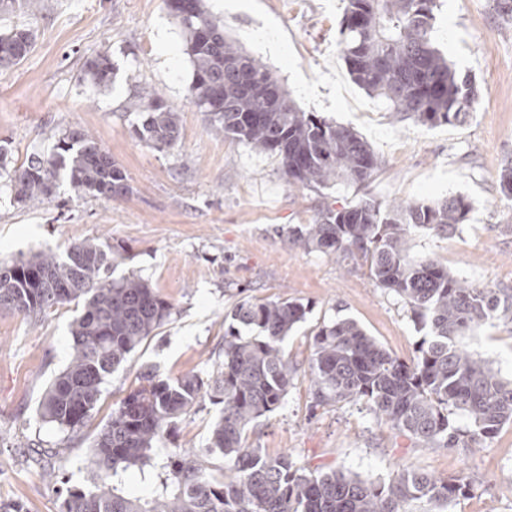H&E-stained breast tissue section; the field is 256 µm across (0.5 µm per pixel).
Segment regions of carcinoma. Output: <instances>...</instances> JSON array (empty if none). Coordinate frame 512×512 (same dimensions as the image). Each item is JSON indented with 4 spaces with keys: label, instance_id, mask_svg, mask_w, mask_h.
Here are the masks:
<instances>
[{
    "label": "carcinoma",
    "instance_id": "cac0c4a2",
    "mask_svg": "<svg viewBox=\"0 0 512 512\" xmlns=\"http://www.w3.org/2000/svg\"><path fill=\"white\" fill-rule=\"evenodd\" d=\"M178 2L167 5L186 33L189 93L212 127L277 158L290 184L368 186L379 160L366 141L300 111L267 66L226 38L224 23L203 0H189L185 12ZM436 8L437 0H348L340 30L347 70L398 121L461 124L479 98L475 77L459 75L434 43ZM33 46L24 26L0 34V70L21 63ZM84 72L106 86L116 67L104 53L87 60ZM130 110L141 116V140L157 149L176 144L177 116L157 91L143 90ZM8 177L19 184L15 198L24 205L50 198L65 179L92 196L130 191L122 169L79 131ZM469 212L460 194L386 204L365 194L354 206H327L315 223L288 229V242L307 251L365 259L378 285L428 329L421 355L405 363L351 318L321 325L308 365L317 404L361 401L397 430L444 448L477 446L512 422V380L459 342L491 320H512V293L462 281L408 245L410 230L446 235ZM115 261L112 245L84 240L63 255L41 251L0 264L1 309L39 318L74 305L70 360L45 389L38 412L42 422L75 436L97 409L106 378L171 315L170 303L141 278L109 279ZM309 313L294 300H241L224 316V360L216 371L176 378L145 371L93 441L95 490L67 488L60 512H412L421 499L448 509L469 489L462 477L443 481L408 468L386 481L336 470L307 474L289 455L270 456L247 443L250 425L276 411L293 385L296 367L284 342ZM204 396L222 405L208 446L156 455L167 430ZM454 416L467 418L471 429L456 428ZM215 454L224 457L222 480L208 468ZM130 467L157 476L148 497H127L118 488Z\"/></svg>",
    "mask_w": 512,
    "mask_h": 512
}]
</instances>
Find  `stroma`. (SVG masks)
Returning <instances> with one entry per match:
<instances>
[{
  "instance_id": "1",
  "label": "stroma",
  "mask_w": 512,
  "mask_h": 512,
  "mask_svg": "<svg viewBox=\"0 0 512 512\" xmlns=\"http://www.w3.org/2000/svg\"><path fill=\"white\" fill-rule=\"evenodd\" d=\"M347 0H239L222 10L205 0L224 31L260 59L302 111L354 128L380 160L368 191L381 202L468 198L466 224L440 237L412 230L413 253L436 258L456 277L512 290V200L499 187L512 160V17L493 0H438L433 36L481 95L461 125L396 121L355 85L342 59L339 23ZM270 21L277 54L253 38ZM27 26L34 48L0 72V146L6 168L49 154L72 130L92 135L121 167L130 194H77L69 183L36 205L14 199L0 178V262L72 243L104 241L119 250L112 276L136 275L172 305V314L103 385L99 411L80 436L42 423L35 409L71 353L63 307L39 319L0 309V503L60 512L62 486L91 490V444L113 406L144 368L164 377L212 370L223 358L224 316L243 299H288L311 312L285 345L298 371L281 405L259 418L247 441L270 455L290 453L307 471L342 470L384 481L402 467L441 479L464 476L471 492L450 512H512V424L476 448H441L393 430L363 403L314 406L308 375L322 323L356 320L393 357L412 361L424 332L404 303L381 288L362 260L328 257L289 244L288 228L311 224L327 206L360 195L331 184L288 183L275 157L224 138L189 96L187 43L164 0H25L0 8V32ZM108 53L117 68L106 87L84 79V64ZM159 90L179 117L175 146L159 150L133 134L130 98ZM465 349L512 379V321L495 319L463 340ZM219 405L202 398L169 429L162 451L206 447Z\"/></svg>"
}]
</instances>
